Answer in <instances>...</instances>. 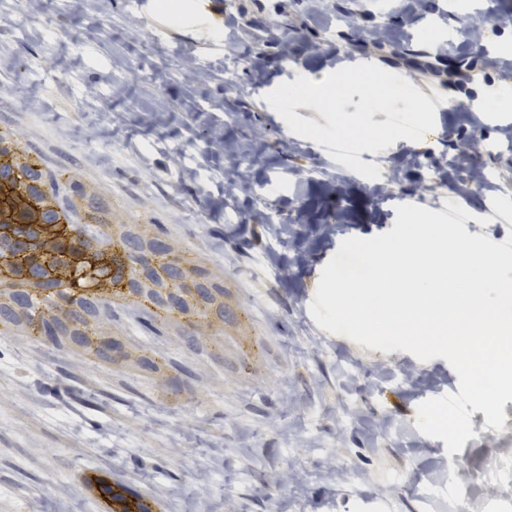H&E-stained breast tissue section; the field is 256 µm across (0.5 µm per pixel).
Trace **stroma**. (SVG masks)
<instances>
[{
    "mask_svg": "<svg viewBox=\"0 0 512 512\" xmlns=\"http://www.w3.org/2000/svg\"><path fill=\"white\" fill-rule=\"evenodd\" d=\"M298 27L283 26V16ZM377 63L436 107L419 142L361 152L367 179L289 130L265 101L283 82ZM512 0H0V128L54 170L76 169L123 218L236 284L264 341L235 373L225 330L205 338L126 327L129 351L168 362L172 395L138 365L106 363L36 335L0 333V512H103L83 479L107 472L158 495L161 512H480L488 459L512 450L471 415L463 474L417 406L458 393L442 358L384 352L320 328L323 266L349 237L392 229L395 208L454 202L465 229L512 234ZM490 100L475 112L476 99ZM503 150L474 148L473 139ZM478 170L493 183L473 186ZM500 219L479 224L489 207ZM467 483L472 503L455 500Z\"/></svg>",
    "mask_w": 512,
    "mask_h": 512,
    "instance_id": "obj_1",
    "label": "stroma"
}]
</instances>
